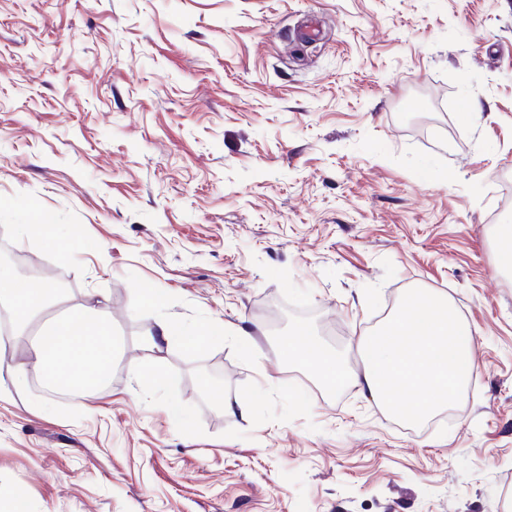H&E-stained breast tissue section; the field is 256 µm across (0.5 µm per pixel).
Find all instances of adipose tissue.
I'll return each mask as SVG.
<instances>
[{"instance_id": "1", "label": "adipose tissue", "mask_w": 512, "mask_h": 512, "mask_svg": "<svg viewBox=\"0 0 512 512\" xmlns=\"http://www.w3.org/2000/svg\"><path fill=\"white\" fill-rule=\"evenodd\" d=\"M0 296L9 303L15 320L27 325L41 300L39 289L29 287L22 276L0 270ZM215 328L190 330L183 324L159 319L142 338L146 351L182 342L193 347L204 345ZM119 350V341L108 323L90 322L82 314L66 312L53 316L33 337L26 361L11 372L14 386H24L29 377L41 376L52 384L85 390L97 386L104 368L110 366Z\"/></svg>"}]
</instances>
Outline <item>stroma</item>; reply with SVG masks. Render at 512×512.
<instances>
[{"mask_svg": "<svg viewBox=\"0 0 512 512\" xmlns=\"http://www.w3.org/2000/svg\"><path fill=\"white\" fill-rule=\"evenodd\" d=\"M505 177L512 0H0V250L124 341L77 402L13 386L26 332L0 347V512H504ZM267 266L353 368L406 291L446 298L475 338L453 415L410 433L286 366ZM160 317L224 333L144 351Z\"/></svg>", "mask_w": 512, "mask_h": 512, "instance_id": "stroma-1", "label": "stroma"}]
</instances>
